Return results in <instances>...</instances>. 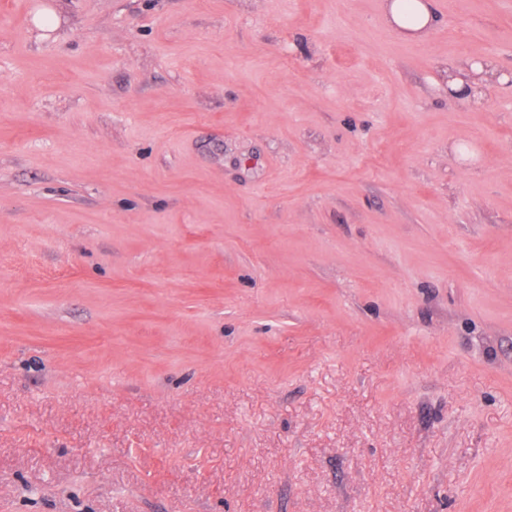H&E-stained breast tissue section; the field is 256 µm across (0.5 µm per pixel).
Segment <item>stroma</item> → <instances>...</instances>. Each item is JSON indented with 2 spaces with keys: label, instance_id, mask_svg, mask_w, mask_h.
<instances>
[{
  "label": "stroma",
  "instance_id": "35a3bbf8",
  "mask_svg": "<svg viewBox=\"0 0 512 512\" xmlns=\"http://www.w3.org/2000/svg\"><path fill=\"white\" fill-rule=\"evenodd\" d=\"M0 0V512H512V0ZM387 8V22L406 38L427 32L434 21L432 0H390ZM448 96L470 108L479 107L483 101V89L492 82L505 83L509 75L500 70L493 60H467L450 64L444 72Z\"/></svg>",
  "mask_w": 512,
  "mask_h": 512
}]
</instances>
